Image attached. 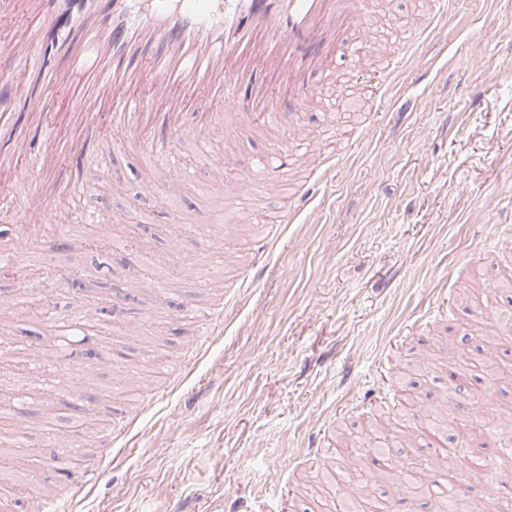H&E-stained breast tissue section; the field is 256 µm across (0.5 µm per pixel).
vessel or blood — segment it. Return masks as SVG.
I'll return each instance as SVG.
<instances>
[{
  "mask_svg": "<svg viewBox=\"0 0 512 512\" xmlns=\"http://www.w3.org/2000/svg\"><path fill=\"white\" fill-rule=\"evenodd\" d=\"M367 0H0V221L15 228L0 265L29 258V246L63 224H107L109 215L74 206L88 187L87 159L118 177L112 148L95 118L143 148L151 163L139 189L166 212L188 176L175 158L190 126L203 146L246 140L255 121L282 129L274 90L287 84L302 107L323 100L325 68L353 35L366 31ZM89 80L70 112L55 97L75 72ZM195 112H187L188 104ZM301 137L281 139L274 159L254 160L234 184L213 161L208 180L225 198L273 196ZM164 168V181L155 178ZM171 319L195 318L202 335L223 308L187 303Z\"/></svg>",
  "mask_w": 512,
  "mask_h": 512,
  "instance_id": "b4317fda",
  "label": "vessel or blood"
}]
</instances>
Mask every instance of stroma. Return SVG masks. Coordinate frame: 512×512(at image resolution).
<instances>
[{"instance_id": "obj_1", "label": "stroma", "mask_w": 512, "mask_h": 512, "mask_svg": "<svg viewBox=\"0 0 512 512\" xmlns=\"http://www.w3.org/2000/svg\"><path fill=\"white\" fill-rule=\"evenodd\" d=\"M426 9L425 0H385L384 16L371 36L354 38L355 50L371 55L375 39L403 38ZM330 70L326 112L285 96L280 107L324 141L334 173L309 157L283 175L284 196L230 204L208 190L205 161L183 135L178 158L190 185L172 205L183 248L160 262L170 215H150L137 194L144 154L113 131L122 181L88 168L80 199L111 215L112 248L86 247L97 234L88 225L71 230L69 241L34 245L27 263L0 267V297L23 274L44 286L47 302L39 312L29 302L0 307L14 346L0 355V373L15 380V396L27 397L33 421L21 444L0 450V504L45 490L71 512H268L266 494L287 490L295 512H336L325 464L379 446L395 449L402 464L426 462V439L406 448L395 438L396 428L418 426L406 395L427 407L449 398L464 405L489 387L497 403L512 406V380L489 386L473 364L459 388L454 364L416 361L440 336L460 339L474 361L484 347L471 334L479 311L512 316V255L502 251L512 241V0H458L382 96L354 89L348 55H336ZM276 149L258 126L246 143L227 142L212 155L235 181L253 156ZM302 182L310 199L290 223ZM202 210L209 223H199ZM268 224L280 236L265 245L258 236ZM204 250L219 283L189 274ZM62 271L76 285L57 284ZM139 278L165 288L131 303L135 333L107 317L70 335L121 359L128 380L113 387L111 366L102 367L82 392L96 401L81 410L80 394L69 390L76 364L46 352L32 366L27 347L58 336L49 314L67 320L82 302L108 306ZM463 288L483 295L460 302ZM219 301L223 322L199 353L186 354L197 326L169 321V308ZM376 410L388 429L374 427ZM72 425L82 447L53 446L56 430ZM64 452L62 472L55 458ZM84 468L100 469L101 479L72 495L70 477ZM375 494L389 512H436L430 494L384 483Z\"/></svg>"}]
</instances>
